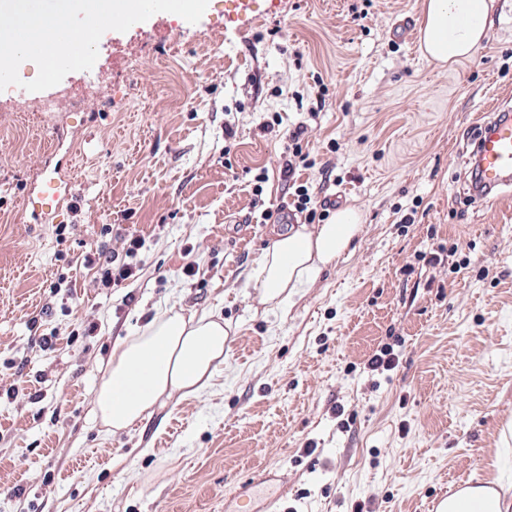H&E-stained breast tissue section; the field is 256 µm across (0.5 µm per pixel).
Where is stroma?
Returning <instances> with one entry per match:
<instances>
[{"label": "stroma", "instance_id": "1", "mask_svg": "<svg viewBox=\"0 0 512 512\" xmlns=\"http://www.w3.org/2000/svg\"><path fill=\"white\" fill-rule=\"evenodd\" d=\"M421 3L208 0L194 24L106 32L85 111L30 125L41 93L0 92V512H224L262 466L287 471L288 512H429L460 481L512 502V202L467 184L484 103L512 101V0L443 67L398 30ZM301 121L318 161L301 180L362 230L267 304L261 251L305 221L280 175ZM47 177L73 194L36 220ZM131 232L138 275L100 286L84 255H124ZM171 309L230 326L224 364L112 432L95 412L112 349ZM385 344L395 368L368 376Z\"/></svg>", "mask_w": 512, "mask_h": 512}]
</instances>
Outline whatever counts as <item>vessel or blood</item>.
<instances>
[{
    "label": "vessel or blood",
    "mask_w": 512,
    "mask_h": 512,
    "mask_svg": "<svg viewBox=\"0 0 512 512\" xmlns=\"http://www.w3.org/2000/svg\"><path fill=\"white\" fill-rule=\"evenodd\" d=\"M476 167L485 204L498 200L497 192L512 185V114L490 113L483 123L475 146ZM285 473L279 468L265 469L261 477L239 483L234 494L225 499L224 512H282V487Z\"/></svg>",
    "instance_id": "b4317fda"
}]
</instances>
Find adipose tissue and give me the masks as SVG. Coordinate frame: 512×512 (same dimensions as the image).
Returning a JSON list of instances; mask_svg holds the SVG:
<instances>
[{
    "label": "adipose tissue",
    "mask_w": 512,
    "mask_h": 512,
    "mask_svg": "<svg viewBox=\"0 0 512 512\" xmlns=\"http://www.w3.org/2000/svg\"><path fill=\"white\" fill-rule=\"evenodd\" d=\"M494 0H423L420 47L444 66L471 58L487 35ZM361 231L358 215L338 211L331 222L289 230L260 258L256 282L264 302L282 303L314 283ZM230 329L209 316L166 311L112 350V366L96 395L103 422L115 431L148 420L154 406L174 393L205 391L230 349ZM447 512H512L495 490L465 487L448 496Z\"/></svg>",
    "instance_id": "ef3b65f1"
}]
</instances>
